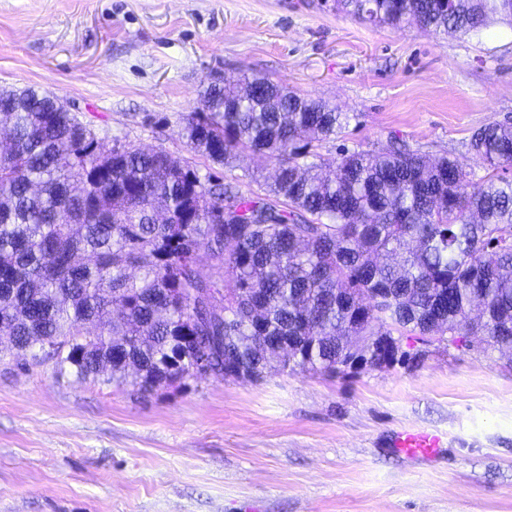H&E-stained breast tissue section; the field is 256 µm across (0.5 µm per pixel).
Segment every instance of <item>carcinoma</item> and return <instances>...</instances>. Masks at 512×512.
<instances>
[{"instance_id":"cac0c4a2","label":"carcinoma","mask_w":512,"mask_h":512,"mask_svg":"<svg viewBox=\"0 0 512 512\" xmlns=\"http://www.w3.org/2000/svg\"><path fill=\"white\" fill-rule=\"evenodd\" d=\"M392 28L482 38L512 0H336ZM183 117L192 151L275 161L264 196L164 149H105L34 86L0 88V360L38 348L59 373L149 393L205 372L257 380L380 368L378 344L512 351V125L473 132L457 161L391 146L316 161L354 116L267 78L212 85ZM206 249L213 263L198 265ZM96 324L94 333L86 324Z\"/></svg>"}]
</instances>
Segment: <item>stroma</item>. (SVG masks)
Segmentation results:
<instances>
[{
	"instance_id": "35a3bbf8",
	"label": "stroma",
	"mask_w": 512,
	"mask_h": 512,
	"mask_svg": "<svg viewBox=\"0 0 512 512\" xmlns=\"http://www.w3.org/2000/svg\"><path fill=\"white\" fill-rule=\"evenodd\" d=\"M267 77L353 113L319 153L393 140L455 158L512 123V27L401 30L334 0H0V86L35 85L105 144L241 176L179 134L216 76ZM423 430L429 456L395 448ZM0 512H512V354L434 345L412 369L202 375L149 395L0 361Z\"/></svg>"
}]
</instances>
